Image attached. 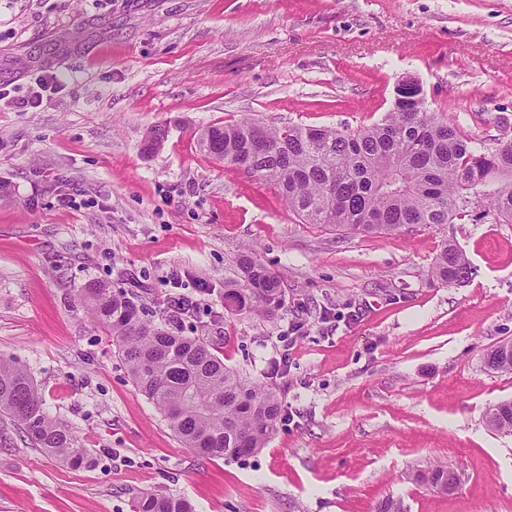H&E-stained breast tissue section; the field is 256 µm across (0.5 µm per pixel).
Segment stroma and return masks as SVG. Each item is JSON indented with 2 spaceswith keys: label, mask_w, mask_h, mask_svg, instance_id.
<instances>
[{
  "label": "stroma",
  "mask_w": 512,
  "mask_h": 512,
  "mask_svg": "<svg viewBox=\"0 0 512 512\" xmlns=\"http://www.w3.org/2000/svg\"><path fill=\"white\" fill-rule=\"evenodd\" d=\"M45 73L58 86L18 107ZM407 78L471 137L512 138V0H0V358L93 459L68 467L0 418V512H132L156 489L194 512H512V434L484 420L512 373L482 364L512 339V224H307L197 145L243 118L356 130ZM447 240L473 267L459 286L430 277ZM246 247L280 280L274 318L224 306ZM93 279L165 328L168 299L195 298L183 334L282 400L266 448L187 447L85 307ZM435 462L455 491L415 481Z\"/></svg>",
  "instance_id": "1"
}]
</instances>
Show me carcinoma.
I'll list each match as a JSON object with an SVG mask.
<instances>
[{
    "label": "carcinoma",
    "instance_id": "cac0c4a2",
    "mask_svg": "<svg viewBox=\"0 0 512 512\" xmlns=\"http://www.w3.org/2000/svg\"><path fill=\"white\" fill-rule=\"evenodd\" d=\"M201 150L275 186L288 209L308 224L380 236L462 220L475 206L512 224V138L487 147L426 107L421 87L396 91L393 108L357 131L275 126L243 119L206 128ZM240 278L224 283V306L273 316L284 301L277 275L250 252ZM472 267L452 241L431 269L441 285L465 283ZM92 316L118 345L137 389L171 430L207 457L240 459L266 447L283 418L275 391L226 366L209 344L167 331L144 307L104 281L81 289ZM0 416L20 426L32 447L71 467L90 463L87 449L48 414L27 370L0 359ZM133 512H193L191 503L147 491Z\"/></svg>",
    "mask_w": 512,
    "mask_h": 512
}]
</instances>
